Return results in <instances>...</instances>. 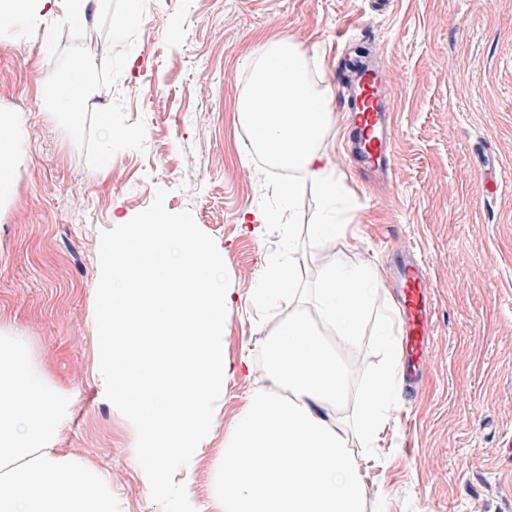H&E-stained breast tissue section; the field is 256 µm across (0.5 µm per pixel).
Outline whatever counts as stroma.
I'll return each mask as SVG.
<instances>
[{"instance_id": "35a3bbf8", "label": "stroma", "mask_w": 512, "mask_h": 512, "mask_svg": "<svg viewBox=\"0 0 512 512\" xmlns=\"http://www.w3.org/2000/svg\"><path fill=\"white\" fill-rule=\"evenodd\" d=\"M383 55L396 110L395 175L373 188L338 155L348 94L339 81L342 34ZM288 36L318 63L313 80L338 108L323 145L345 176L335 213L348 238L308 237L323 208L306 182L291 209L302 288L317 284L322 253L386 269L414 246L434 290L432 369L380 448L361 458L369 512H512V0H147L117 88L129 122L144 120L146 150H123L90 168L44 104L30 71L49 76L48 27L0 28V112L27 118L23 164L0 202V329L23 336L36 366L69 397L59 448L112 475L122 512H162L131 446L130 428L94 381L92 333L99 234L133 218L167 189L170 212L190 211L224 254L235 299L224 355L258 352L278 315L248 298L263 253L287 229L246 224L277 206L276 179L252 175V137L238 104L260 43ZM374 328L345 353L352 387L384 360ZM262 373L224 381V406L192 461L197 506L218 480L228 427Z\"/></svg>"}]
</instances>
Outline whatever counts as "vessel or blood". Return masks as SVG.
I'll use <instances>...</instances> for the list:
<instances>
[{
	"mask_svg": "<svg viewBox=\"0 0 512 512\" xmlns=\"http://www.w3.org/2000/svg\"><path fill=\"white\" fill-rule=\"evenodd\" d=\"M353 87L347 108L354 126L349 149L371 173H387L394 164L395 131L390 120L388 87L392 74L374 57L347 71ZM401 315L402 381L406 391L421 382L433 347L434 294L423 259L401 263L396 271Z\"/></svg>",
	"mask_w": 512,
	"mask_h": 512,
	"instance_id": "vessel-or-blood-1",
	"label": "vessel or blood"
}]
</instances>
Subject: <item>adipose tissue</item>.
Segmentation results:
<instances>
[{"label":"adipose tissue","mask_w":512,"mask_h":512,"mask_svg":"<svg viewBox=\"0 0 512 512\" xmlns=\"http://www.w3.org/2000/svg\"><path fill=\"white\" fill-rule=\"evenodd\" d=\"M88 4L0 0V24L31 28L57 11L82 21ZM335 110L333 89L314 84L299 44L284 36L258 47L240 116L254 145L293 176L276 187L279 208L252 214L253 223H279L282 206L293 204L306 179L317 184L325 205L335 202L337 174L321 147ZM23 124L19 113H0V170L6 174L1 199L14 191L11 174L22 162L15 135ZM295 253L291 240L262 255L260 278L249 291L256 309L269 312L283 299H295ZM320 271L318 320L293 309L260 348L266 382L230 423L212 512H367L368 484L354 450L378 447L395 422L391 394L399 358L391 356L370 386L354 393L343 354L369 320L377 321L381 335H392L397 315L375 265L349 269L333 257ZM325 326L335 342L324 339Z\"/></svg>","instance_id":"adipose-tissue-1"}]
</instances>
